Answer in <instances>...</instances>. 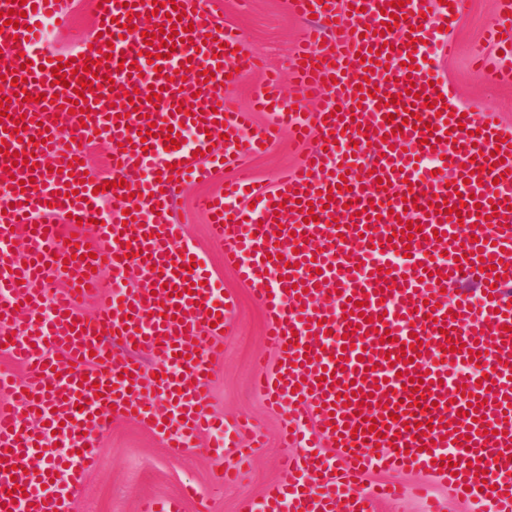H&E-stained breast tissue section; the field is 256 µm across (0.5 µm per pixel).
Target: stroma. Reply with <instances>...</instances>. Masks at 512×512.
Listing matches in <instances>:
<instances>
[{
    "instance_id": "obj_1",
    "label": "stroma",
    "mask_w": 512,
    "mask_h": 512,
    "mask_svg": "<svg viewBox=\"0 0 512 512\" xmlns=\"http://www.w3.org/2000/svg\"><path fill=\"white\" fill-rule=\"evenodd\" d=\"M217 10L224 24L242 31L246 53L260 56L267 68L284 74L283 99H297L287 74L303 23L288 10L285 0H222ZM498 15L499 0H465L455 25L447 31L456 45L455 54H436L433 63L458 104L490 111L512 129V86L497 85L470 68L472 48L481 43L485 29ZM97 30L93 0H69L66 15L55 23L42 46L53 53L74 54L81 40L92 39ZM299 160V151L285 132L267 153L247 158L246 163L259 191L265 192L285 182ZM235 174V163L228 162L210 182H179L174 218L182 224L185 240L203 256L209 274L220 283L221 296L233 302L223 354L210 384L209 411L227 422L251 423L262 434L263 443L256 448L248 471L238 481L224 484L220 472L232 462L209 456L205 440L191 448H177L170 439L134 421L113 420L111 430L99 438V466L71 497L69 512H142L146 503L160 504L188 484L196 487L197 495L185 503L184 512H243L246 501L260 499L269 486L284 478L279 462L287 450L278 438L282 419L252 387L255 374L276 363L265 341L267 314L237 271L225 267L224 248L210 240L206 218L195 205L197 195L221 192ZM392 478L401 482L405 492L397 501L377 505L375 512H425V498L411 492L418 484L424 485L425 497L444 494L420 470L395 474L374 469L368 474L372 482Z\"/></svg>"
}]
</instances>
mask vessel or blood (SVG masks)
<instances>
[{
  "mask_svg": "<svg viewBox=\"0 0 512 512\" xmlns=\"http://www.w3.org/2000/svg\"><path fill=\"white\" fill-rule=\"evenodd\" d=\"M211 3L103 0L96 43L60 85L56 61L28 38L59 16L55 0H0V12L20 15L0 29V103L9 108L0 115V353L32 368L23 387L0 373V392L11 395L0 403V512H65L112 415H135L185 448L220 429L208 413L209 376L225 320L203 258L173 222L172 195L176 181L206 180L221 166L212 136L253 155L284 126L304 150L284 184L249 191L243 168L222 196L198 201L225 265L267 312L279 363L255 389L282 412L285 438L309 441L308 453L286 459L287 482L246 502L247 512H371L399 486H367L364 475L415 467L481 512H512V132L455 103L422 58L460 0H289L294 13L324 20L306 30L292 70L300 94L327 105L294 109L271 77L255 104L273 120L260 125L223 92L227 75L253 64ZM500 9L489 39L511 46L512 0ZM473 65L512 83V56L493 63L479 50ZM155 90L160 100L149 102ZM79 94L82 111L59 129L62 105ZM187 130L192 147L168 148L169 133ZM95 135L110 142L124 186L99 191L77 163L80 142ZM431 158L437 174H422ZM93 219L90 249L82 225ZM105 268L114 281L145 285L85 318L79 304L98 294ZM57 274L66 291L49 288ZM139 353L155 363L154 385L142 382ZM58 440L62 481L34 462L55 457Z\"/></svg>",
  "mask_w": 512,
  "mask_h": 512,
  "instance_id": "1",
  "label": "vessel or blood"
}]
</instances>
